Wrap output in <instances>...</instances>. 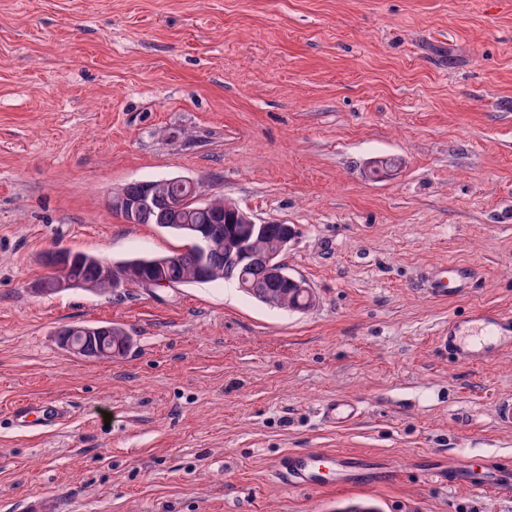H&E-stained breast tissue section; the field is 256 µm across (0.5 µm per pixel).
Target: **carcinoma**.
<instances>
[{"label":"carcinoma","mask_w":512,"mask_h":512,"mask_svg":"<svg viewBox=\"0 0 512 512\" xmlns=\"http://www.w3.org/2000/svg\"><path fill=\"white\" fill-rule=\"evenodd\" d=\"M122 191L131 198L157 194L154 209L145 214L140 223L155 224L167 232L187 241V247L158 257H137L113 264L119 271L131 270L146 278H161L171 286L188 285L198 282L234 280L242 285V291L261 303L285 311H302L315 305V295L311 289L286 288L281 284H270L262 265H249L235 254L224 251V241L230 240L241 230L242 223L237 219L234 203L222 198L209 202H189L188 192L178 183L157 188L155 181L131 182ZM204 224L217 248L208 257H202L196 243L194 227ZM284 234L281 224H266L259 237L250 240V247L256 253L272 251L281 260L286 248L280 246ZM76 266L72 279L76 287L100 293L112 292V283L102 277V259L83 252L75 253ZM112 345V356L124 354L132 344V337L118 324H109L98 335L88 336L82 342L83 354L103 356L102 346Z\"/></svg>","instance_id":"carcinoma-1"}]
</instances>
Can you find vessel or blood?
Masks as SVG:
<instances>
[{"instance_id":"1","label":"vessel or blood","mask_w":512,"mask_h":512,"mask_svg":"<svg viewBox=\"0 0 512 512\" xmlns=\"http://www.w3.org/2000/svg\"><path fill=\"white\" fill-rule=\"evenodd\" d=\"M471 270L463 264L441 266L430 280L431 288L443 297L464 293ZM441 354L453 357L463 365L491 362L512 352V312L503 309H483L469 314L467 323L449 320L447 327L438 330L434 338ZM64 409L56 401L27 400L14 403L8 415L13 425L52 426L60 422ZM362 407L356 400L336 397L325 401L320 416L325 423L348 426L357 422ZM368 457L306 448L282 456L277 472L292 487L320 490L350 486L358 482ZM430 479L451 487H466L474 491L506 494L512 492V471L493 466L484 460L461 463L448 462L446 467L430 472Z\"/></svg>"}]
</instances>
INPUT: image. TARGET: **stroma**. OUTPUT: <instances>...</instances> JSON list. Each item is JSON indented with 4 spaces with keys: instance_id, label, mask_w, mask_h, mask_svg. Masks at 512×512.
I'll return each instance as SVG.
<instances>
[{
    "instance_id": "stroma-1",
    "label": "stroma",
    "mask_w": 512,
    "mask_h": 512,
    "mask_svg": "<svg viewBox=\"0 0 512 512\" xmlns=\"http://www.w3.org/2000/svg\"><path fill=\"white\" fill-rule=\"evenodd\" d=\"M174 176L292 225L282 261L315 307L229 281L37 292L59 248L180 249L109 205ZM448 263L479 273L456 299L427 282ZM478 307L512 309V0H0V512H512L425 475L452 455L512 469V354L434 349ZM97 322L132 349L59 347ZM336 396L360 422H322ZM20 399L66 419L18 432ZM303 448L400 477L297 489L275 464ZM92 327L93 328L77 326L74 328V326H68L59 330L56 336L62 347H64V344H66L73 336H75V333L77 336H87L82 342L81 346L83 347V352L80 355H95L87 357L91 360H100L102 357L109 358L122 355L129 349L132 344V337L122 326L118 324L111 323L101 326L92 325ZM99 327H107L109 330H103L98 335L89 336L92 335L94 331H98V329L94 328ZM106 343L112 345V350H104V353L112 354V356L105 355L102 352V346Z\"/></svg>"
}]
</instances>
